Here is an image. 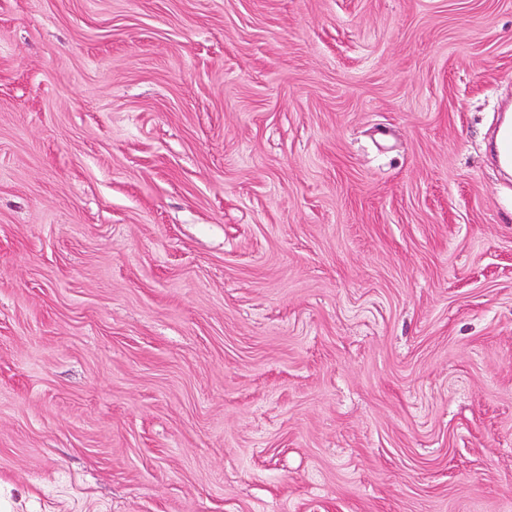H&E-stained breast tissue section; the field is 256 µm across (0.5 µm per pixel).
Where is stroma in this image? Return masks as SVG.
I'll return each mask as SVG.
<instances>
[{
    "mask_svg": "<svg viewBox=\"0 0 512 512\" xmlns=\"http://www.w3.org/2000/svg\"><path fill=\"white\" fill-rule=\"evenodd\" d=\"M512 0H0V512H512Z\"/></svg>",
    "mask_w": 512,
    "mask_h": 512,
    "instance_id": "obj_1",
    "label": "stroma"
}]
</instances>
